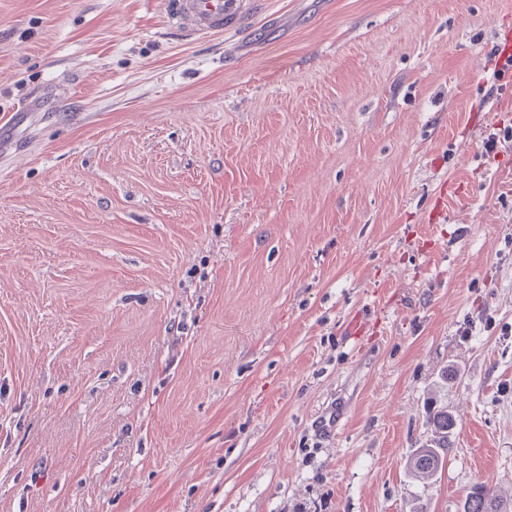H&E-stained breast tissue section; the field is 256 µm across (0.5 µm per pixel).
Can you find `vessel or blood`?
Wrapping results in <instances>:
<instances>
[{
	"mask_svg": "<svg viewBox=\"0 0 512 512\" xmlns=\"http://www.w3.org/2000/svg\"><path fill=\"white\" fill-rule=\"evenodd\" d=\"M247 5L248 0H167V15L171 29L200 39L239 23Z\"/></svg>",
	"mask_w": 512,
	"mask_h": 512,
	"instance_id": "vessel-or-blood-1",
	"label": "vessel or blood"
}]
</instances>
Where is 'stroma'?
Returning a JSON list of instances; mask_svg holds the SVG:
<instances>
[{
  "label": "stroma",
  "mask_w": 512,
  "mask_h": 512,
  "mask_svg": "<svg viewBox=\"0 0 512 512\" xmlns=\"http://www.w3.org/2000/svg\"><path fill=\"white\" fill-rule=\"evenodd\" d=\"M166 2L0 0V512L512 501V0ZM249 4L247 0H168L167 15L171 29L200 39L239 23ZM430 423L435 430L431 444L418 448L407 460L406 469L415 478H429L441 470L448 453V430L454 425L451 415L444 407L430 413Z\"/></svg>",
  "instance_id": "1"
}]
</instances>
